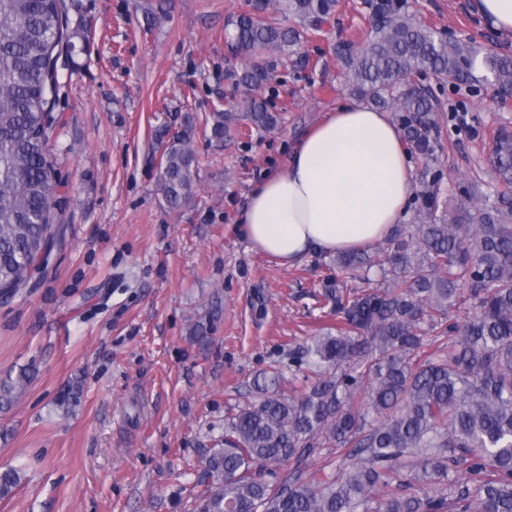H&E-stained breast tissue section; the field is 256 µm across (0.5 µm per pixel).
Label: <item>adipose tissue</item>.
Masks as SVG:
<instances>
[{
	"label": "adipose tissue",
	"instance_id": "ef3b65f1",
	"mask_svg": "<svg viewBox=\"0 0 512 512\" xmlns=\"http://www.w3.org/2000/svg\"><path fill=\"white\" fill-rule=\"evenodd\" d=\"M413 167L388 113L357 103L307 131L251 192L240 229L281 265L383 240L407 217Z\"/></svg>",
	"mask_w": 512,
	"mask_h": 512
}]
</instances>
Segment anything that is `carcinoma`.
Wrapping results in <instances>:
<instances>
[{"label": "carcinoma", "instance_id": "carcinoma-1", "mask_svg": "<svg viewBox=\"0 0 512 512\" xmlns=\"http://www.w3.org/2000/svg\"><path fill=\"white\" fill-rule=\"evenodd\" d=\"M60 0H0V295L18 292L58 235V175L47 136L54 52L79 36L63 27ZM337 0H266L231 20L243 64L229 70L236 88L263 87L274 58L295 53L302 30L318 31ZM363 45L338 50L345 83L360 102L395 114L410 152L433 157L435 106L415 77L452 83L482 69L512 88V56H479L471 43L444 38L415 15L380 5ZM210 116L221 140L242 126L271 131L276 114L263 97ZM191 117L172 134L160 164L167 205L189 202L197 158ZM500 188L479 195L459 188L452 211L438 214V190L421 191L417 223L397 229L385 261L393 276L379 292L349 300L336 293V334L314 337L305 351L318 379L294 396L283 376L265 372L255 398L224 425V440L202 459L196 512H512V130L493 146ZM380 265L362 248L336 256L354 277ZM471 300L464 323L448 308ZM451 337L448 351L415 361L424 319ZM35 376L24 365L0 377V412ZM368 382V409L354 408ZM81 387L61 390L56 407L70 413ZM340 451L329 469L309 470L325 449ZM292 464L272 485L261 469ZM459 477L450 481L448 475ZM20 471H0V500L13 497ZM419 486L422 494L410 493ZM377 506H372L373 502Z\"/></svg>", "mask_w": 512, "mask_h": 512}]
</instances>
